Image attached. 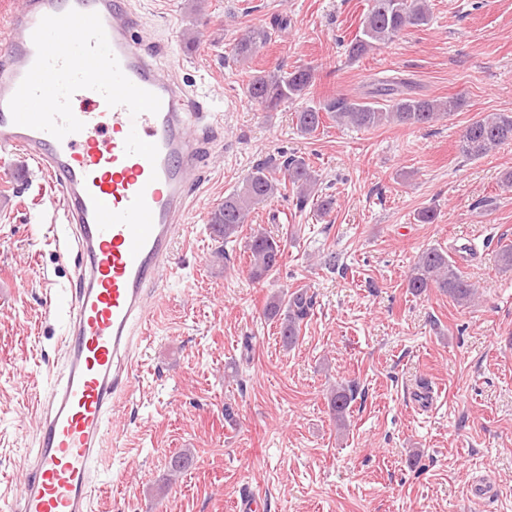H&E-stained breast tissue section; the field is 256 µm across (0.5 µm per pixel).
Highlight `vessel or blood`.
Returning a JSON list of instances; mask_svg holds the SVG:
<instances>
[{"instance_id": "vessel-or-blood-1", "label": "vessel or blood", "mask_w": 512, "mask_h": 512, "mask_svg": "<svg viewBox=\"0 0 512 512\" xmlns=\"http://www.w3.org/2000/svg\"><path fill=\"white\" fill-rule=\"evenodd\" d=\"M98 13L123 73L161 100L131 116L93 90L81 131L63 139L15 124L8 102L33 65L41 19ZM130 0H24L0 23V148L18 151L61 193L77 288L65 310L64 362L36 407V448L18 512H90L96 463L119 397L132 385L150 298L173 271L174 243L207 154L211 109L139 41Z\"/></svg>"}]
</instances>
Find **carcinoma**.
<instances>
[{
	"label": "carcinoma",
	"mask_w": 512,
	"mask_h": 512,
	"mask_svg": "<svg viewBox=\"0 0 512 512\" xmlns=\"http://www.w3.org/2000/svg\"><path fill=\"white\" fill-rule=\"evenodd\" d=\"M431 18L427 0H369L361 30L347 43L351 58H360L381 44H386L410 28L421 27ZM272 39L265 28L249 29L234 45L238 61L249 60L257 49ZM315 80V69L302 67L293 71H260L249 76L245 93L250 101L267 109L276 108L286 100L302 99ZM410 83L392 77L378 81L375 94L389 98L386 107L370 102H351L345 97L331 99L316 107L308 105L295 113L296 130L302 136L312 135L323 118L360 130H372L386 122L401 125H429L463 106L459 96L446 100L417 97L407 92ZM512 142V113L488 112L469 123L460 139L462 154L471 160L483 158L496 147ZM288 184L299 205L316 199V206L326 213L333 199L319 195V179L313 166L301 156H290L281 164L262 163L242 180V185L224 197V204L211 213L210 229L224 243L233 242L242 232L249 214L260 204L270 201L281 184ZM249 275L261 281L275 271L285 252L283 240L263 228L250 234L247 242ZM412 293L420 295L430 288H438L454 302L465 306L472 303L477 289L449 261L448 253L438 248L422 251L407 282ZM314 306L313 295L305 288L274 293L265 303V314L279 323L282 343L291 347L299 339L302 325ZM357 386L349 381L336 385L330 391L329 404L339 430L345 428L346 415L355 400Z\"/></svg>",
	"instance_id": "obj_1"
}]
</instances>
